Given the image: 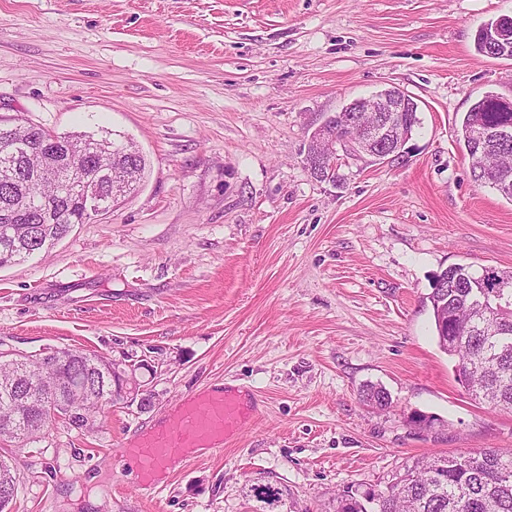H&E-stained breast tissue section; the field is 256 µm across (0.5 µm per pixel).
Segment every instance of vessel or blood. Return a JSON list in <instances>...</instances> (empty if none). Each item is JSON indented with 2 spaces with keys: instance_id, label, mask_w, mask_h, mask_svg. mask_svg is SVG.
Here are the masks:
<instances>
[{
  "instance_id": "b4317fda",
  "label": "vessel or blood",
  "mask_w": 512,
  "mask_h": 512,
  "mask_svg": "<svg viewBox=\"0 0 512 512\" xmlns=\"http://www.w3.org/2000/svg\"><path fill=\"white\" fill-rule=\"evenodd\" d=\"M257 409V401L246 400L229 386L182 397L169 420L141 431L125 448L142 488L153 491L173 460L195 456L201 449H223Z\"/></svg>"
}]
</instances>
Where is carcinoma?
Returning <instances> with one entry per match:
<instances>
[{"label":"carcinoma","instance_id":"carcinoma-1","mask_svg":"<svg viewBox=\"0 0 512 512\" xmlns=\"http://www.w3.org/2000/svg\"><path fill=\"white\" fill-rule=\"evenodd\" d=\"M474 48L483 56L493 53L498 58H512V32L498 29L492 19L477 30ZM497 98L499 95L486 92L463 113L459 141L474 177L512 201V140L484 151L474 138L480 116L492 125L512 128V112L480 113L485 103ZM63 138L86 152L94 151L99 141L106 140L117 165H133L134 180L126 196L137 191L145 177L146 159L139 152L134 162H129L127 152L136 147L133 140L124 136L114 140L110 132H74ZM34 193L33 208L58 209L60 221L38 224L28 210L14 211L9 222L0 218V268L25 260L39 244L45 248L55 245L74 225L90 220L83 187L68 172L57 183L45 181ZM494 281L506 285L502 293L511 304L503 309L489 312L481 307L474 292L482 286V274L463 266L442 270L435 282L444 287L432 288L428 301L440 349L454 360L453 368L471 366L469 395L495 410L512 411V271L496 272ZM62 354L69 361L58 366L56 372L36 368L40 353L27 356L28 370L19 362L0 360V422H11L4 439L33 441L58 418L79 429L83 416L91 428L103 407L119 399L112 394V370L102 363L101 356L79 349H60L48 356L55 360ZM56 373L75 391L60 398L47 394L43 386ZM12 470L0 459V512L8 508L2 498L14 495ZM378 498L382 499L383 512H512V452L482 449L464 459L448 456L418 461L398 477V482L379 493L370 491L363 496L342 491L336 512H378Z\"/></svg>","mask_w":512,"mask_h":512}]
</instances>
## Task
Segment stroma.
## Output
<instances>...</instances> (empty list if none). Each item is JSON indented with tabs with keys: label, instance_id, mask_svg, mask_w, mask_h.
Segmentation results:
<instances>
[{
	"label": "stroma",
	"instance_id": "1",
	"mask_svg": "<svg viewBox=\"0 0 512 512\" xmlns=\"http://www.w3.org/2000/svg\"><path fill=\"white\" fill-rule=\"evenodd\" d=\"M512 0H0V123L134 139L133 198L0 269V352L154 363V400L0 445L13 512H336L425 457L512 451V412L458 383L427 296L463 264L512 271V201L477 182L462 113L512 98L474 36ZM395 86L419 124L383 163L306 164L311 133ZM226 383L258 414L154 494L124 444ZM390 394L382 410L366 385ZM435 416L429 430L408 422Z\"/></svg>",
	"mask_w": 512,
	"mask_h": 512
}]
</instances>
